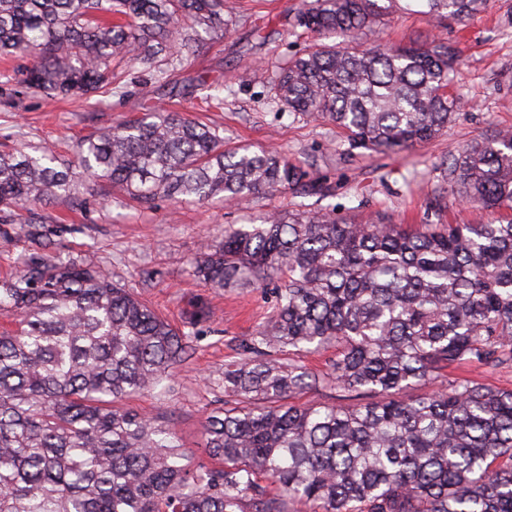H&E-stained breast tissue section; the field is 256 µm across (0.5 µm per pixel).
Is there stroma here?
Masks as SVG:
<instances>
[{
    "label": "stroma",
    "mask_w": 512,
    "mask_h": 512,
    "mask_svg": "<svg viewBox=\"0 0 512 512\" xmlns=\"http://www.w3.org/2000/svg\"><path fill=\"white\" fill-rule=\"evenodd\" d=\"M299 0H224L236 23L215 34L194 60L173 76L186 84L220 88V101L203 108L200 93L171 99L149 70L129 67L124 90L98 106L57 101L23 89L0 98V151L49 147L62 163L71 143L116 123L164 107L200 116L216 127L228 148H273L306 173L299 193L271 192L228 206L156 198L142 206L120 195L80 188L74 203L44 206L50 223L0 224V276L32 259H77L150 303L190 338L194 354L166 382L161 395L135 396L130 408L158 417L186 448H200L207 414L224 402L226 364L239 360V344L274 312V285L218 290L200 282L194 264L218 244L230 224H258L272 212L300 209L385 218L394 224H482L490 212L460 201L448 189L446 163L459 146L512 128V0H487L478 14L434 18L398 10L364 29L353 46L444 42L455 48L461 71L454 86L461 107L445 133L398 151L349 149L336 126L306 120L273 99L272 80L289 59L318 39L294 23Z\"/></svg>",
    "instance_id": "stroma-1"
}]
</instances>
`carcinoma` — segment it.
I'll return each mask as SVG.
<instances>
[{
	"label": "carcinoma",
	"instance_id": "cac0c4a2",
	"mask_svg": "<svg viewBox=\"0 0 512 512\" xmlns=\"http://www.w3.org/2000/svg\"><path fill=\"white\" fill-rule=\"evenodd\" d=\"M463 18L486 0H414ZM379 0H301L296 21L354 40ZM224 0H0V56L30 59L19 83L47 98L110 93L126 63L154 69L230 31ZM456 51L432 41L362 50L320 43L288 61L275 97L347 133L353 149L409 148L459 110ZM54 155L0 153V221L117 188L145 204L258 197L305 172L288 157L228 149L182 112H145ZM448 187L506 218L387 224L300 209L224 229L195 273L213 288L282 282L274 314L224 369L237 406L203 421L208 461L155 418L121 406L172 378L188 336L124 287L74 261H36L0 280V512H512V390L450 379V368L512 363V130L448 159ZM336 350L326 373L296 356ZM376 402H300L322 384Z\"/></svg>",
	"mask_w": 512,
	"mask_h": 512
}]
</instances>
